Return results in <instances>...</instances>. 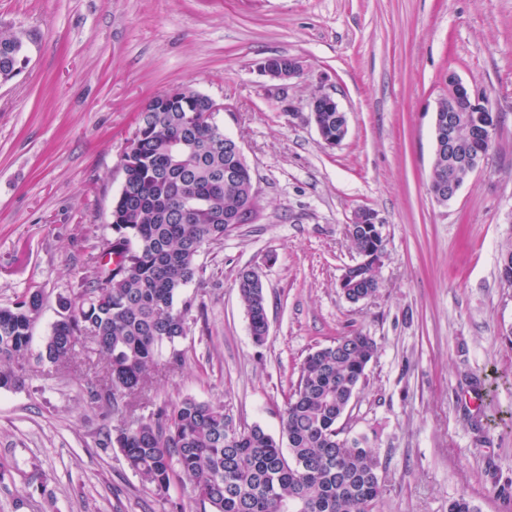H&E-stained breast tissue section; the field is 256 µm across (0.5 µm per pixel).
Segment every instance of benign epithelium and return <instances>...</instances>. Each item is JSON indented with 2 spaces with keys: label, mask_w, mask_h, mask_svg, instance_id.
I'll use <instances>...</instances> for the list:
<instances>
[{
  "label": "benign epithelium",
  "mask_w": 512,
  "mask_h": 512,
  "mask_svg": "<svg viewBox=\"0 0 512 512\" xmlns=\"http://www.w3.org/2000/svg\"><path fill=\"white\" fill-rule=\"evenodd\" d=\"M261 75L267 77L271 81L280 82L284 85L296 77L303 71L302 61L296 57L288 58V61L278 62L275 57H268L257 65ZM336 111L340 117H345V113L340 111L336 101L329 95L322 94L318 97L316 104L310 109L313 119H318L319 112ZM492 108L489 106L486 96L471 90L462 81L454 76H447L444 79L443 89L436 100L434 109V137L435 151L431 168L437 169L439 176L437 182L434 183V194L438 197L445 195L455 196L460 186L454 180H448L446 169L439 166V162L448 159V163H462L472 173L479 170L485 160V155L469 160H461L454 157L453 151V113L455 112H490ZM355 224H372L374 228L372 235L374 237L382 236V225L377 219L375 211L366 208L364 212L356 213L353 217Z\"/></svg>",
  "instance_id": "1"
}]
</instances>
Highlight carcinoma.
<instances>
[{
    "mask_svg": "<svg viewBox=\"0 0 512 512\" xmlns=\"http://www.w3.org/2000/svg\"><path fill=\"white\" fill-rule=\"evenodd\" d=\"M24 62L22 40L0 35V81ZM207 106L202 94L167 100L157 94L140 112L132 142L133 161L121 163L124 179L112 205V237L93 258L73 296L60 297L59 319L44 340L51 368L75 363L76 346L90 345L104 359L103 381L88 387L91 403L112 408L117 425L110 443L153 496L168 499L175 472L192 485L201 512H377L382 495L380 463L364 436H352L341 420L375 356L370 336L354 332L308 353L288 397L282 436L261 426L238 427L224 406L184 397L148 416H131L145 394L159 352L166 364L182 362L176 349L187 334L191 307L180 296L205 274L197 263L205 246L233 230L227 212L250 200V171L224 140L215 119L197 121ZM457 148L477 153L481 112H460ZM237 169L227 182L224 172ZM360 257L385 250L364 228L349 234ZM501 278L512 283V245L499 254ZM351 303L376 293L379 274L348 271ZM235 285L253 341L269 333L265 286L254 269L238 272ZM43 306L28 291L12 307H0V389L28 379L32 330Z\"/></svg>",
    "mask_w": 512,
    "mask_h": 512,
    "instance_id": "cac0c4a2",
    "label": "carcinoma"
}]
</instances>
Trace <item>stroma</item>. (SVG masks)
Segmentation results:
<instances>
[{
    "label": "stroma",
    "mask_w": 512,
    "mask_h": 512,
    "mask_svg": "<svg viewBox=\"0 0 512 512\" xmlns=\"http://www.w3.org/2000/svg\"><path fill=\"white\" fill-rule=\"evenodd\" d=\"M1 34L22 37L26 61L0 82V307L34 289L44 304L29 384L0 389V461L33 476L0 479V512H199L184 476L158 501L107 446L113 417L84 393L104 363L49 374L40 359L59 297L112 235L138 114L176 87L223 102L257 206L201 252L183 361L154 372L137 414L188 396L280 436L305 356L360 331L377 351L349 426L380 458L379 512H448L462 494L512 512V285L497 264L512 243V0H0ZM275 55L303 73L268 80L257 65ZM449 74L499 122L482 169L441 204L428 184ZM321 93L347 116L334 147L307 119ZM362 207L386 257L377 293L353 304L338 283ZM243 268L266 286L261 346ZM235 285L253 341L261 345L269 333L267 298L262 278L254 269H242L236 276Z\"/></svg>",
    "instance_id": "35a3bbf8"
}]
</instances>
